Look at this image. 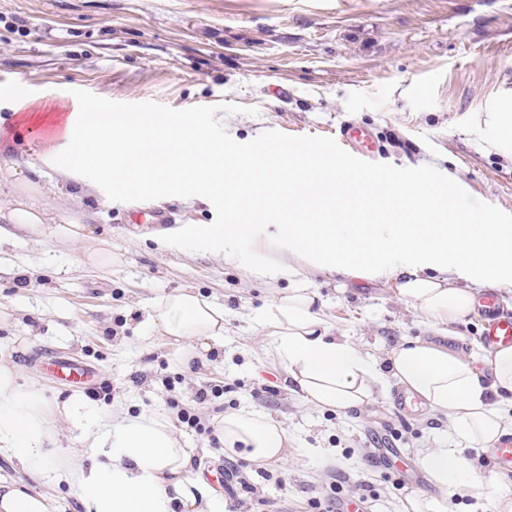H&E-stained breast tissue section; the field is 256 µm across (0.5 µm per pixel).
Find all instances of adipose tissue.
<instances>
[{
	"label": "adipose tissue",
	"mask_w": 512,
	"mask_h": 512,
	"mask_svg": "<svg viewBox=\"0 0 512 512\" xmlns=\"http://www.w3.org/2000/svg\"><path fill=\"white\" fill-rule=\"evenodd\" d=\"M63 148H52L47 163L67 178L93 188L107 181L165 189L205 185L224 195V221L195 226L200 239L222 243L224 261L236 263V240L271 242L274 265L256 264L258 278H290L301 270H340L358 278L385 279L397 294L439 325L466 317L476 287L512 284V225L480 218L460 223L454 202L427 174L394 190L389 178L337 170L334 159L315 171L298 163L300 151L273 156L257 150L241 158L207 134L192 129L177 112H99L81 105L67 117ZM20 177L15 168L0 176V239L12 231L41 241L48 234L74 243L87 236L77 213L48 226L41 199L56 192ZM370 200L367 224L315 223L341 193ZM278 231L267 236L263 226ZM148 322L195 352L209 351L224 338V307L186 290L155 297ZM271 336V354L303 400L319 408L349 410L370 397L373 387H401L428 410L446 414L456 448H426L419 464L439 490L466 493L480 478L463 446L493 447L512 434V346L491 352L480 377L448 347L420 337L404 339L391 351L390 373L362 352L350 337L338 336L315 308L305 287L275 292L261 316ZM80 431L83 453L61 456L51 429L53 416ZM223 450L248 451L252 461L283 459L288 432L260 412L240 410L216 422ZM0 450L47 485L79 491L86 512H224V497L191 470V449L182 447L170 421L143 411L113 418L83 394L47 404L37 379L21 381L0 357ZM0 512H52L49 498L0 478Z\"/></svg>",
	"instance_id": "obj_1"
}]
</instances>
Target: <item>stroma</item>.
Listing matches in <instances>:
<instances>
[{
  "mask_svg": "<svg viewBox=\"0 0 512 512\" xmlns=\"http://www.w3.org/2000/svg\"><path fill=\"white\" fill-rule=\"evenodd\" d=\"M16 78L26 95L3 92ZM83 102L189 113L243 157L259 141L323 147L354 119L377 133L375 170L395 187L424 172L461 218L512 225V0H0V168L16 162L29 180L53 182L44 155L54 137L29 132L27 119L63 120ZM81 212L89 228L81 242L0 244V263L18 268L0 275V349L21 377L39 379L48 402L74 390L52 360L91 365L98 381L87 394L98 408L162 410L204 473L234 469L248 479L234 489L237 512H321V501L357 495L368 512H407L418 497L443 498L445 512H497L498 499L512 497V473L474 450L467 458L482 484L465 495L439 494L429 482L404 491L372 467L377 436L412 462L452 438L447 418L426 408L400 418L399 387L374 389L341 412L292 393L257 323L271 291L251 273L252 243L236 242L234 265L185 237L165 251L156 245L187 224L223 223V194L146 205L105 182ZM101 248L111 266H89L86 253ZM305 284L337 335L379 362L406 337L431 338L476 363L486 354L477 313L442 335L385 280L311 271ZM176 289L224 306L223 345L194 360L145 325L152 299ZM209 384L223 394L195 405ZM181 407L195 410L202 428L177 422ZM243 408L284 425L285 459L259 465L222 452L208 428ZM0 476L48 491L54 512H85L77 490L45 488L2 454Z\"/></svg>",
  "mask_w": 512,
  "mask_h": 512,
  "instance_id": "obj_1",
  "label": "stroma"
}]
</instances>
